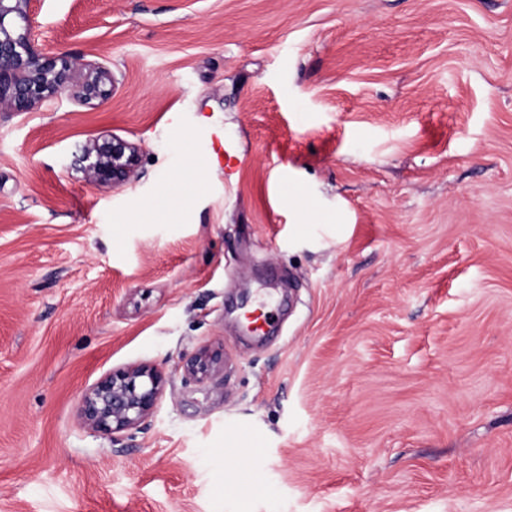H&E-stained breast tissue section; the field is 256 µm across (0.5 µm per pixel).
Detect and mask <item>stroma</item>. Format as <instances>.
Wrapping results in <instances>:
<instances>
[{
    "label": "stroma",
    "mask_w": 512,
    "mask_h": 512,
    "mask_svg": "<svg viewBox=\"0 0 512 512\" xmlns=\"http://www.w3.org/2000/svg\"><path fill=\"white\" fill-rule=\"evenodd\" d=\"M33 40L116 82L0 112V512H512V0H38ZM142 363L152 415L85 427ZM82 158L89 161L85 171L91 180L115 188L125 184L134 175L140 153L136 144L104 138L85 147ZM162 387V373L154 366L145 364L115 371L85 393L83 423L108 436L136 428L152 412Z\"/></svg>",
    "instance_id": "obj_1"
}]
</instances>
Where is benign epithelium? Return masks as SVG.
I'll return each instance as SVG.
<instances>
[{"mask_svg":"<svg viewBox=\"0 0 512 512\" xmlns=\"http://www.w3.org/2000/svg\"><path fill=\"white\" fill-rule=\"evenodd\" d=\"M37 0H0V109L27 112L66 89L88 103L105 96L112 71L92 63L76 67L66 54L40 53L32 42ZM87 176L119 187L134 175L140 160L133 143L104 138L83 149ZM163 376L154 366L138 365L112 373L88 390L81 418L92 431L112 435L138 427L162 392Z\"/></svg>","mask_w":512,"mask_h":512,"instance_id":"1","label":"benign epithelium"}]
</instances>
